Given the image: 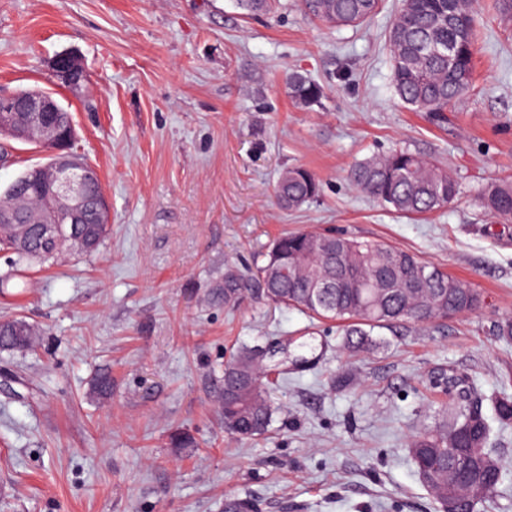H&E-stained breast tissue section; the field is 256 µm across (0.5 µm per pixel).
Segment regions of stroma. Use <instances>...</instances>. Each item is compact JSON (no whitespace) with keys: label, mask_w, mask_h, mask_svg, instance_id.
I'll use <instances>...</instances> for the list:
<instances>
[{"label":"stroma","mask_w":512,"mask_h":512,"mask_svg":"<svg viewBox=\"0 0 512 512\" xmlns=\"http://www.w3.org/2000/svg\"><path fill=\"white\" fill-rule=\"evenodd\" d=\"M397 0L360 27H335L300 0L242 15L234 0H0V94L37 90L70 112L72 153L111 205L97 251L48 266L0 251V321L26 318L34 346L0 351V512H435L408 454L455 371L484 394H512V222L484 187L512 181V17L477 0L475 69L445 120L402 107L386 33ZM77 53L88 83L57 85L50 62ZM324 89L303 108L286 77ZM397 147L458 180L445 209L386 210L348 180ZM317 174L318 197L280 208L286 169ZM333 229L414 253L476 288L472 312L383 330L350 352L330 321L212 293L286 231ZM242 345L279 372L270 431L226 432L221 369ZM305 364H295L296 356ZM112 394L92 391L97 372ZM193 435V448L172 437Z\"/></svg>","instance_id":"stroma-1"}]
</instances>
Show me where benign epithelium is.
I'll use <instances>...</instances> for the list:
<instances>
[{
	"instance_id": "1",
	"label": "benign epithelium",
	"mask_w": 512,
	"mask_h": 512,
	"mask_svg": "<svg viewBox=\"0 0 512 512\" xmlns=\"http://www.w3.org/2000/svg\"><path fill=\"white\" fill-rule=\"evenodd\" d=\"M51 72L54 80L67 88L79 86L86 75L79 57L69 53L52 60ZM56 112L55 100L46 93L0 96V130L56 153L72 138L70 127L63 128L53 120ZM92 175V167L72 156L35 167L32 180L40 184L38 206L44 211L31 213L28 223L38 225L48 237L60 234L63 224L86 223V188Z\"/></svg>"
}]
</instances>
